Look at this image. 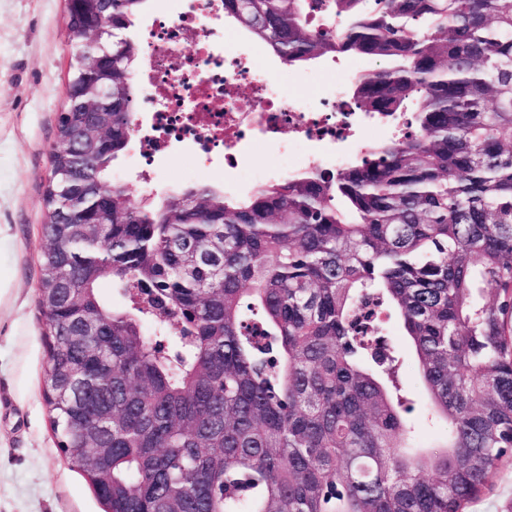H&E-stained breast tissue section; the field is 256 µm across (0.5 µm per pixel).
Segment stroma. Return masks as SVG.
Masks as SVG:
<instances>
[{"mask_svg": "<svg viewBox=\"0 0 512 512\" xmlns=\"http://www.w3.org/2000/svg\"><path fill=\"white\" fill-rule=\"evenodd\" d=\"M66 26V0H0V512H103L59 448L42 396L47 347L38 258L50 155L70 79ZM139 138L132 133L112 163L134 202L233 181L182 147L145 166ZM465 512H512V458L496 466Z\"/></svg>", "mask_w": 512, "mask_h": 512, "instance_id": "stroma-1", "label": "stroma"}]
</instances>
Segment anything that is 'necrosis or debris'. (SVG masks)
Masks as SVG:
<instances>
[{"label": "necrosis or debris", "instance_id": "necrosis-or-debris-1", "mask_svg": "<svg viewBox=\"0 0 512 512\" xmlns=\"http://www.w3.org/2000/svg\"><path fill=\"white\" fill-rule=\"evenodd\" d=\"M174 17L153 19L138 88L151 113L139 156L151 161L172 144L243 171L250 141L277 154L268 177L314 168H333L365 152L361 126L403 134L405 118L357 112L346 97L348 79H329L312 70L306 79L317 94L307 100L284 91L278 76L261 67L237 34L224 41V0H180Z\"/></svg>", "mask_w": 512, "mask_h": 512}]
</instances>
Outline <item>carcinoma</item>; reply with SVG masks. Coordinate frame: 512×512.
I'll use <instances>...</instances> for the list:
<instances>
[{"label":"carcinoma","mask_w":512,"mask_h":512,"mask_svg":"<svg viewBox=\"0 0 512 512\" xmlns=\"http://www.w3.org/2000/svg\"><path fill=\"white\" fill-rule=\"evenodd\" d=\"M147 2L104 9L112 111H82L76 46L57 128L38 290L59 448L105 512H464L512 453V0H328L326 30L311 0H224L290 67L377 62L355 111L409 112L413 132L243 198L204 185L138 207L112 162ZM92 120L111 138L88 156L66 138ZM88 212L112 217L96 260ZM384 314L444 432L422 451Z\"/></svg>","instance_id":"obj_1"}]
</instances>
